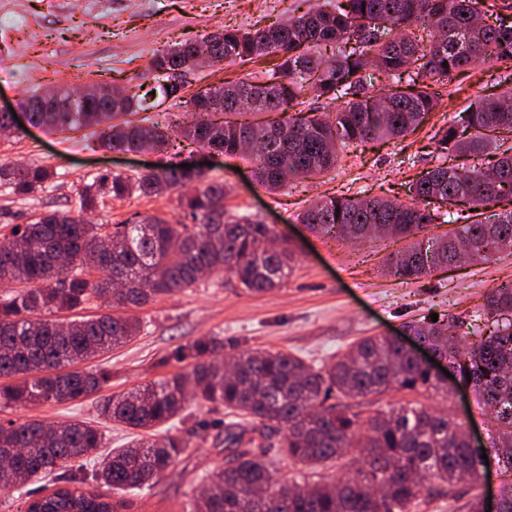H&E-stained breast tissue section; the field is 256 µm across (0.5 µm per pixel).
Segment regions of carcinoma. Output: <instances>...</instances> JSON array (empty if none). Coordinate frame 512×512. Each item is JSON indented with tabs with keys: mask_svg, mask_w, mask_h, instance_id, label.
I'll list each match as a JSON object with an SVG mask.
<instances>
[{
	"mask_svg": "<svg viewBox=\"0 0 512 512\" xmlns=\"http://www.w3.org/2000/svg\"><path fill=\"white\" fill-rule=\"evenodd\" d=\"M512 10V0H322L283 24L245 30L225 28L206 38L204 67L275 57L277 64L255 81H227L189 99L190 109L167 118L168 126L112 122L150 108L147 98L121 87H102L88 97L84 112L71 111L72 92L44 106L29 96V120L50 130L95 128L109 150L161 151L170 138L165 128L198 147L241 155L271 190L290 181L336 168L340 153L354 144L394 140L416 130L437 106L441 92L428 81L450 77L477 62L512 60V21L487 22L486 14ZM333 45L326 60L315 49ZM193 42L176 44L152 58L164 83L159 93L184 98L174 81L195 67ZM426 82L410 91L388 88L371 95L375 74L399 79L409 68ZM310 92L326 111L300 109ZM278 114L274 120L238 124L218 121L228 112ZM466 126L438 133L441 163L413 184L412 200L343 196L311 203L300 215L309 229L339 240L362 242L382 236L413 238L389 258L388 272L410 280L448 267L466 256L512 253V210L490 220L467 222L459 207H486L512 199V152L492 167L471 170L454 159L489 147L484 132L512 139V93L484 98L467 110ZM54 173L43 166L0 164V184L17 195L45 188ZM191 182L195 193L181 196L193 224H171L160 217L105 230L84 221L83 213L105 198L133 193L162 196ZM448 207L446 235L421 240L417 234L436 223ZM77 214L48 210L14 226L0 239V409L85 399L112 380V372H83L71 366L139 335L133 316L104 312L66 324L57 313L78 312L98 301L108 308H140L162 295L189 288L202 271L227 270L248 291L279 287L294 269L292 250L268 246L276 237L268 224L224 219V185L208 181L204 170L180 166L150 170L131 181L101 175L78 192ZM512 312V281L492 288L475 316ZM415 339L448 360L459 381L473 389L497 430L483 451L470 446L461 425L423 405L401 406L370 417L358 434V414L347 399L389 391L419 393L438 388L428 368L395 340L368 336L336 360L315 367L282 351H246L231 359L220 354L224 340L204 336L176 347L162 359L188 368L127 393L100 401L107 422L151 430L183 415L194 402L221 408L225 463L209 477L194 512H413L422 493H453L460 483L483 476L482 454L496 453L501 472L512 477V323L470 339L468 322L449 316L408 325ZM282 430L279 454L301 466L288 478L268 458L269 433ZM103 431L85 421L48 425L38 419L0 423V449L19 452L0 462V489L40 483L55 475L51 491L27 499L28 512H118L112 492L152 486L189 442L167 435L102 452ZM363 448L361 467L338 481L321 471L345 451ZM94 464L104 491L80 486L76 472Z\"/></svg>",
	"mask_w": 512,
	"mask_h": 512,
	"instance_id": "obj_1",
	"label": "carcinoma"
}]
</instances>
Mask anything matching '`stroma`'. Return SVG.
<instances>
[{
	"label": "stroma",
	"mask_w": 512,
	"mask_h": 512,
	"mask_svg": "<svg viewBox=\"0 0 512 512\" xmlns=\"http://www.w3.org/2000/svg\"><path fill=\"white\" fill-rule=\"evenodd\" d=\"M315 0H0V107L17 111L23 131L0 139V161L42 165L52 183L30 195L0 186V235L48 209H73L78 191L102 174L136 178L145 168L210 158V181L223 183L228 215L271 225L295 252V268L280 288L252 293L228 271L207 273L197 285L160 297L137 309L139 336L86 363L107 368L112 380L99 396L79 403L54 402L0 411V422L35 418L49 423L82 420L100 424L95 405L108 397L181 371L160 359L179 345L203 336L224 340L225 354L280 350L313 365L346 351L364 336H407L409 324L431 315H471L498 283L512 280V255L496 252L484 260L432 272L410 282L386 275V258L403 250L404 239L348 244L311 233L298 215L325 196H376L408 200L409 183L438 162L435 132L459 121L482 97L505 90L512 65L488 62L454 75L442 86V102L407 137L369 143L351 151L326 176L301 178L280 191L268 190L241 158L207 156L193 145L176 143L167 153L110 151L90 130L49 132L26 124L22 109L33 92L66 86L78 74L85 84L157 86L153 56L183 41H201L224 28L263 27L287 21ZM190 223L178 193L161 197L133 194L98 203L88 219L122 224L147 217ZM418 401L446 411L475 435L488 436L493 421L476 395L443 386L411 395L388 392L352 400V411L368 418L375 411ZM224 411L191 407L184 422L163 432L189 442L161 481L149 490L124 494L123 512H191L209 473L224 462V446L214 420Z\"/></svg>",
	"instance_id": "1"
}]
</instances>
